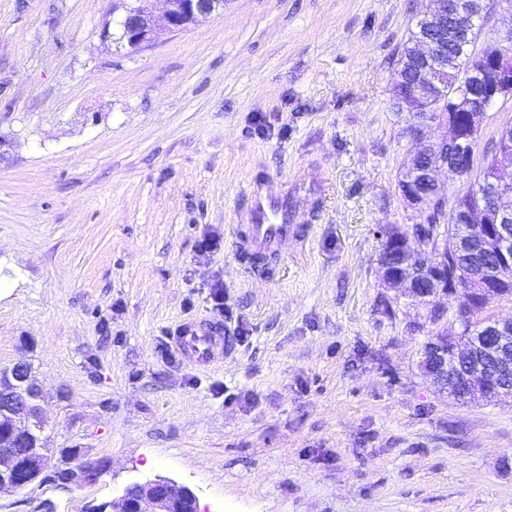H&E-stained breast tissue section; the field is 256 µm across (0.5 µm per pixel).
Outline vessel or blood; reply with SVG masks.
I'll list each match as a JSON object with an SVG mask.
<instances>
[{"mask_svg":"<svg viewBox=\"0 0 512 512\" xmlns=\"http://www.w3.org/2000/svg\"><path fill=\"white\" fill-rule=\"evenodd\" d=\"M287 200H274L261 193H254L249 223L237 225L234 233L241 254L281 256L288 241L300 237L301 228L289 223ZM176 343L197 364L207 365L217 349L227 343L213 331H198L190 326L179 327Z\"/></svg>","mask_w":512,"mask_h":512,"instance_id":"b4317fda","label":"vessel or blood"}]
</instances>
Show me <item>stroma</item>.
Wrapping results in <instances>:
<instances>
[{
    "instance_id": "35a3bbf8",
    "label": "stroma",
    "mask_w": 512,
    "mask_h": 512,
    "mask_svg": "<svg viewBox=\"0 0 512 512\" xmlns=\"http://www.w3.org/2000/svg\"><path fill=\"white\" fill-rule=\"evenodd\" d=\"M427 3L226 0L127 57L116 0H0V369L31 364L52 458L0 512L157 475L200 512H512V402L449 400L380 286L411 221L392 80ZM252 182L308 231L268 274L230 234ZM184 322L223 359L190 363ZM70 448L96 482L55 481Z\"/></svg>"
}]
</instances>
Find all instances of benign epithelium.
<instances>
[{"label": "benign epithelium", "instance_id": "1", "mask_svg": "<svg viewBox=\"0 0 512 512\" xmlns=\"http://www.w3.org/2000/svg\"><path fill=\"white\" fill-rule=\"evenodd\" d=\"M123 13L118 17L119 27L105 31L104 37L112 39L115 50L127 56L136 55L150 47L160 33L182 32L196 25L201 19L224 11V0H163L162 16L155 15L156 0H122ZM479 20L475 14L467 18L448 12V0H430V8L417 22L418 37L410 42L409 53L415 63L418 78L397 73L395 84L400 87L399 108L407 112L422 113V124L435 130L432 138L420 135V129H411L410 137L417 140L411 162L404 168L398 183L405 206L411 210L414 223L419 224L434 211L429 196L417 188V182H431L436 194L446 200L459 199L464 191L449 183L442 185L437 173L446 169L457 178L466 176V165L472 158L475 146L480 143L482 123L487 112L497 103L512 99V52L500 47L512 42V30L497 40L469 55L467 78L475 86H483L487 75L493 82L487 95L459 93L444 107L448 91L440 90L442 100L421 91L420 81L427 87L438 89L439 68L443 61L442 37L448 22L454 26L473 25ZM512 169V135L501 137L498 151L488 176V181L500 188L512 186V179H504L506 169ZM470 225L484 227L487 235L483 247L493 252L499 263L489 272L495 283L512 280V210L500 202L477 200L468 210ZM455 210H448L446 219L434 225L427 243H419L407 233L408 225L391 224L385 227V240L400 249L414 267L434 281L448 270V252L458 246L452 235L450 223ZM382 286L399 292L410 300L417 310L415 329L427 325L435 329L434 344L420 360V369L439 388L448 391V398L458 401L476 399L502 400L512 398V318L493 319L480 328V332L497 333L495 345L485 353L495 360V369L489 371L465 359L479 346L478 336L471 333L461 337L448 327L431 318V312L448 309V303L468 304L472 295L486 297L490 288H432L426 291L416 287L411 271L395 272L385 264L380 266ZM40 390L35 379L26 371L22 362L0 370V424L4 438L0 439V493L15 492L34 483L45 471L48 461L38 456L39 435L44 429L41 415ZM69 467L64 469L72 480L85 479L88 463L72 454L65 457ZM190 501L198 510L195 494L186 486L157 476L143 482L128 484L122 494L110 503L91 507L88 512H183L181 503Z\"/></svg>", "mask_w": 512, "mask_h": 512}]
</instances>
